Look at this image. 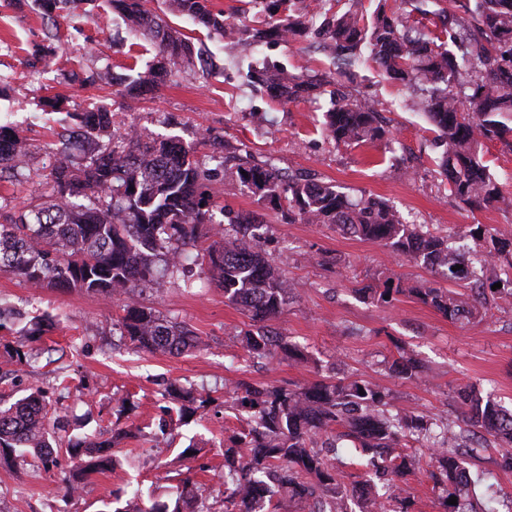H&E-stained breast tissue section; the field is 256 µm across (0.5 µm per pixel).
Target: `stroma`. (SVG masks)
I'll list each match as a JSON object with an SVG mask.
<instances>
[{
	"label": "stroma",
	"mask_w": 512,
	"mask_h": 512,
	"mask_svg": "<svg viewBox=\"0 0 512 512\" xmlns=\"http://www.w3.org/2000/svg\"><path fill=\"white\" fill-rule=\"evenodd\" d=\"M97 4L99 13L110 18L109 34H100L82 8L71 9L59 20L56 56L35 69L29 59L45 36L33 0L21 7L0 0V122L27 137L31 168L26 181H0V202L20 207L43 193L49 127L89 104L112 105V87L81 84L80 73L106 70L120 78L133 65L145 70L154 57L113 14L108 0ZM175 24L205 45L215 70L207 76L183 74L148 95L123 99L120 118L125 124L201 143L205 154L213 140L247 145L282 171L340 185L354 197H383L407 219L444 235L466 224L512 231V211L472 210L450 196L435 165L442 152L435 134L421 111L407 107L417 89L376 69L361 70L357 88L375 94L380 118L395 140L338 146L321 131L328 95L282 107L254 93L243 78L250 65L263 62L292 72L327 70L329 59L321 45L310 40L228 51L191 21L179 18ZM44 96L60 98L61 111H43L38 101ZM265 221V248L284 271L293 296L269 326L306 345L305 362L280 357L266 365L246 362L240 336L250 327L249 317L225 300L207 270L195 265L191 290L146 287L131 296L140 305L178 317L202 336L203 350L178 358L131 350L116 329L121 301L75 289L35 288L0 273V303L24 316L0 329V397L12 402L29 389L43 388L56 402L53 417L67 433L99 432L107 438L118 424L154 426L169 383L191 384L210 396L204 411L171 428V445H155L146 436L123 441V469L92 475L77 494H67L59 481L73 466L70 458H61L52 471L32 461L0 466V512H103L113 489L122 485L171 503L179 474L190 467L212 500H222L224 436L238 425L227 401L242 378L274 385H308L324 376L362 378L385 388L399 410L445 417L455 431L461 427L458 394L464 389L477 388L512 408L511 297L497 296L483 320L466 326L407 295L389 303L367 299L358 289L368 283L390 277L410 286L435 277L377 243L326 224H287L271 211ZM400 352L424 363V382L392 376L386 362ZM120 397L130 406L123 414L117 410ZM191 443L196 456L181 457ZM431 455V449H418L419 464L404 482L412 512H436L427 477Z\"/></svg>",
	"instance_id": "1"
}]
</instances>
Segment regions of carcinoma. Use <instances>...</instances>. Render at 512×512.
I'll use <instances>...</instances> for the list:
<instances>
[{"instance_id": "cac0c4a2", "label": "carcinoma", "mask_w": 512, "mask_h": 512, "mask_svg": "<svg viewBox=\"0 0 512 512\" xmlns=\"http://www.w3.org/2000/svg\"><path fill=\"white\" fill-rule=\"evenodd\" d=\"M110 2L133 35L149 39L154 50L147 69L128 77L116 95L141 94L182 73L211 70L212 61L169 23L170 14L190 19L211 38L228 36L252 48L315 34L329 51L333 71L282 68L272 78L263 67L248 76L281 104L329 92L323 129L345 147L382 141L390 132L378 121L377 101L337 88L338 78L371 61L393 79L423 86L417 106L444 147L438 168L449 195L473 210L512 209V197L503 193L482 154L486 141L512 146V0H449L447 6L444 0H399L396 10L380 6L370 16L362 0H318L314 13L299 6L303 0H267L268 20L250 30L228 22L214 0H169L160 14L147 8V0ZM81 3L93 14L96 0H40L45 38L58 39V13ZM427 18L435 26L428 32ZM116 116L106 105L68 113L69 124L54 133L44 199L17 210L0 206V272L39 288L79 289L114 300L140 286L193 288L184 265L193 251L194 263L207 267L224 298L254 322L242 337L246 360L264 363L280 354L306 360L304 347L265 326L290 303L292 288L263 250V218L219 202L217 176L226 158L213 152L199 156L194 144L176 136L149 137L133 126L122 130ZM28 156L26 139L0 125V179L25 177ZM235 175L288 224H332L447 282L469 286L467 293L432 284L406 288L389 278L357 289L364 298L382 301L388 295L393 301L408 294L452 322L468 323L485 317L487 294L512 296V233L486 224L465 229L485 260L502 263L501 287L489 292L475 275L470 253L451 236L407 220L384 198L353 200L337 184L286 174L269 159L241 158ZM458 264L461 269L453 270ZM123 311L120 335L138 351L178 357L204 345L175 317L133 301ZM389 370L402 380H423L419 361L402 354L389 362ZM459 399L464 427L457 435L424 412L393 410L388 393L365 379H321L295 389L241 379L233 402L240 428L224 449V512H276L284 501L307 512H351L350 500L359 512H408L400 480L416 465V456L405 449L417 445L436 450L429 477L438 489L437 512H498L500 503L512 512V496L490 481L483 484V507H476L470 494L475 481L464 466V456L494 442L502 447V466L512 469V410L476 388ZM196 402L202 408L208 399L178 388L167 415L182 423ZM49 411L41 389L0 407V452L21 460L30 455L47 468L60 453L69 454L78 465L62 477L68 493L93 473L120 468L113 448L138 435L124 427L109 440L58 436ZM344 441L364 459L366 478L360 481L347 482ZM177 489L171 509L138 489L129 496L118 487L110 512H212L191 473ZM452 496L455 505L449 504Z\"/></svg>"}]
</instances>
